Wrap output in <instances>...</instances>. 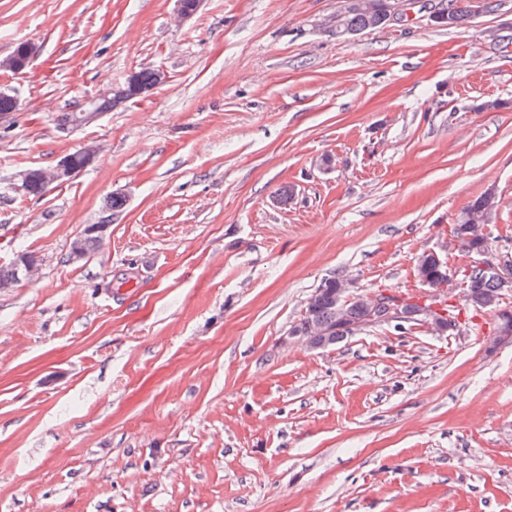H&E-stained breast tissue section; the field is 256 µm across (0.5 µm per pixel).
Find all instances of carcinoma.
<instances>
[{
    "label": "carcinoma",
    "instance_id": "carcinoma-1",
    "mask_svg": "<svg viewBox=\"0 0 512 512\" xmlns=\"http://www.w3.org/2000/svg\"><path fill=\"white\" fill-rule=\"evenodd\" d=\"M448 5L452 6L454 10L456 28L458 29L470 24L476 15V12L470 9L469 0H448ZM390 22L391 18L383 8L382 0H361V6L346 8L341 19L343 29L354 34L368 29H381L388 26ZM164 77L165 74L158 69H139L137 70L135 94L112 95L99 100L97 107L100 111L107 112L120 102L134 97L138 98L151 91L161 83ZM49 188L50 185L44 182L39 175V169L35 168L24 188V195L41 196ZM498 204L499 199L496 196L484 193L462 208L456 218V223L467 230V238L461 242V246L465 250L488 248L483 227L489 222ZM102 240L103 235L95 231V225L91 224L74 239L71 249L77 250L82 257L87 256L97 249ZM21 265L38 266L40 260L35 254L24 252L19 254L11 265L1 266L0 289L10 288L17 284L20 279L19 266ZM417 271L420 277L435 280L445 276L448 268L438 265L431 255L423 253L417 260ZM343 280L344 277L337 276L323 281L319 285V288L323 289V293L315 298L309 297L304 313L296 324L297 329L308 336L326 340L330 347L346 337V331L342 330V325L361 318L363 313L362 307L358 303L347 305L341 312L336 310L331 300V293ZM498 288L500 285L491 274L475 269L468 280L467 299L472 306L482 309L491 296L497 294Z\"/></svg>",
    "mask_w": 512,
    "mask_h": 512
}]
</instances>
